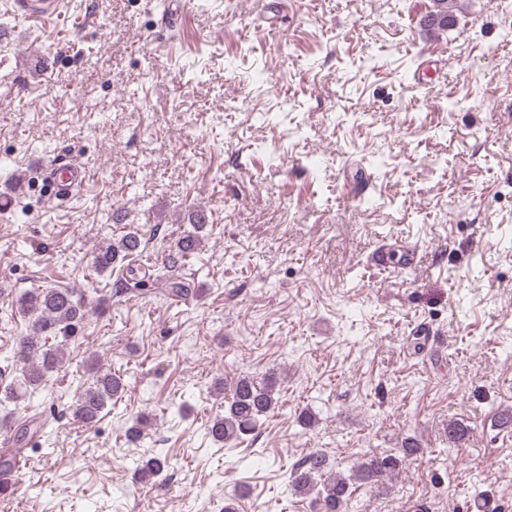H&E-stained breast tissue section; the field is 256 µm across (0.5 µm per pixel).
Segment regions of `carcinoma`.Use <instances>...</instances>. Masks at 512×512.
Instances as JSON below:
<instances>
[{
  "mask_svg": "<svg viewBox=\"0 0 512 512\" xmlns=\"http://www.w3.org/2000/svg\"><path fill=\"white\" fill-rule=\"evenodd\" d=\"M453 0H433L435 12L443 19L426 16L427 26L446 30L453 26L456 16ZM191 229L184 231L170 245L163 261L166 274L155 278L139 276L127 260L140 253L145 244L139 231L132 229L115 240L102 242L94 251L91 268L97 274L118 272L120 287L115 293L139 295L161 294L172 300H188L198 294L195 281L183 273L202 242L208 227L207 217L195 211L189 216ZM16 308L28 319L29 333L18 338L17 352L12 363L0 366V381L14 368L21 371L19 379L0 387V407L17 405L36 389L46 385L47 377L62 363L58 339L72 337L77 325L87 314V301L82 294L66 288H32L16 299ZM125 390L121 376L112 372L93 371L90 387L71 405L77 419L93 423L101 418L108 402L118 400ZM278 405L275 382L269 377L258 382L252 376L237 378L224 397V414L209 424V435L217 443L228 444L258 431L264 419ZM422 451L420 444L410 438L400 453L365 454L354 465L352 473L344 475L335 470L327 455L320 449L310 451L290 471L289 489L297 496L309 498L318 505V512H358L352 505L353 485L384 486L386 478L398 472L405 458ZM171 467L167 453L158 450L142 461L135 470V479L156 484L166 478Z\"/></svg>",
  "mask_w": 512,
  "mask_h": 512,
  "instance_id": "obj_1",
  "label": "carcinoma"
}]
</instances>
